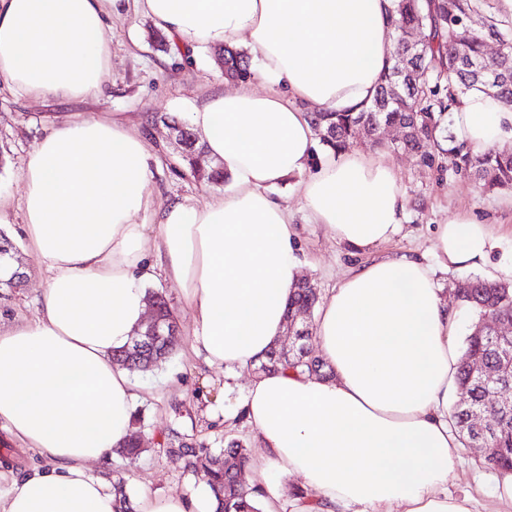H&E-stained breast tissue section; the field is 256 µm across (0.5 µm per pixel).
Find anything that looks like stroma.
Returning <instances> with one entry per match:
<instances>
[{"mask_svg":"<svg viewBox=\"0 0 512 512\" xmlns=\"http://www.w3.org/2000/svg\"><path fill=\"white\" fill-rule=\"evenodd\" d=\"M157 29L138 12L135 0H126L123 10L113 14L107 35L112 42V69L98 96L79 99L33 98L10 92L0 83V195L19 202L24 189L22 172L28 152L60 113L109 112L142 121L148 149L156 164L154 177L146 188L154 202L185 199L205 204L223 194L224 188L190 175L178 162V151L167 138L163 117L172 112L171 103L185 98L196 102L207 95L231 89L215 60L213 49L198 51L194 59L182 57L175 46L160 48ZM383 158L392 167L402 189L405 211L402 228L381 246L384 255L411 254L432 259L437 225L458 215H468L493 226L499 239L491 254L496 267L512 265V193L482 192L470 175L454 171L447 157L438 156L433 168L421 166L409 155L384 149ZM294 214V224L302 244L305 279L328 294L338 287L347 269L358 263L344 246L331 239L326 229L309 223L297 197L280 186ZM17 257L27 271L23 288H0V325L35 319L41 283L32 276V260L22 239H15ZM244 371L237 379L225 380L223 372L202 365L190 348L189 336H180L172 355L158 366L134 373L141 398L136 404L135 426L145 447L133 463L108 455L93 466L94 474L108 479L122 478L128 486H144L162 493H188L190 473L169 462L160 443L171 447H205L220 452L228 436L246 438L244 428L228 429L225 407L237 404L241 389L252 378ZM36 454L13 442L0 428V494H5L12 476L22 475L36 464ZM503 479L488 468L474 449L464 447L448 480V492L471 495L478 512H512V504L499 497Z\"/></svg>","mask_w":512,"mask_h":512,"instance_id":"1","label":"stroma"}]
</instances>
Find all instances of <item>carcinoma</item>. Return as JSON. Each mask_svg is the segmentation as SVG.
<instances>
[{
  "mask_svg": "<svg viewBox=\"0 0 512 512\" xmlns=\"http://www.w3.org/2000/svg\"><path fill=\"white\" fill-rule=\"evenodd\" d=\"M475 11V0H393L391 23L395 47L393 64L383 74L370 106L359 112L314 113L316 136L330 149L343 150L354 145L356 134H365L372 147L386 146V131L399 128L404 137L395 148L432 167L435 153L446 154L458 172L472 175L486 192L512 190V149L465 151L454 145L450 133V115L461 99L473 91L490 93L512 105V33L493 24L475 32L467 20ZM427 31L419 46L409 44L412 31ZM501 47L497 58L487 55V41ZM250 56L241 49L224 48V75L234 79L252 76ZM494 72L501 78L496 88L485 84V76L472 69L473 64ZM203 146L193 142L183 149L180 164L193 170ZM164 322H174L165 296L147 293ZM462 304L476 316V323L466 338L459 359L457 385L467 391L471 403L485 410L490 426L482 434L481 446L497 449L496 470L502 477L512 476V413L487 409L486 389L472 373L467 359L478 357L494 362L500 342L488 334L477 335L478 324L491 325L499 319L512 318V281H488L477 278L473 288L460 296ZM318 302L317 289L299 283L288 300L287 315L312 310ZM279 366L319 375L324 363L305 353L298 335L288 337V345L277 341L261 363L265 372ZM451 419L466 445H471V424L466 414L453 410ZM172 460L183 465L190 474L207 479L221 504L220 512H261L260 497L264 488L249 469L250 453L239 439H230L218 455L205 448H168Z\"/></svg>",
  "mask_w": 512,
  "mask_h": 512,
  "instance_id": "carcinoma-1",
  "label": "carcinoma"
}]
</instances>
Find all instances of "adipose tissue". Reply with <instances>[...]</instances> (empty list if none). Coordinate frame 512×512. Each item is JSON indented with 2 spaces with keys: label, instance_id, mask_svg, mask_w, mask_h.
I'll return each mask as SVG.
<instances>
[{
  "label": "adipose tissue",
  "instance_id": "1",
  "mask_svg": "<svg viewBox=\"0 0 512 512\" xmlns=\"http://www.w3.org/2000/svg\"><path fill=\"white\" fill-rule=\"evenodd\" d=\"M117 0H0V82L40 98L101 93L112 66L106 30ZM184 49H250L255 79L181 109L224 170L208 204L154 206L144 135L127 119L66 114L32 146L19 205L44 283L38 316L0 327V425L41 462L13 478L0 512H115L111 481L91 463L133 432L137 384L112 360L146 313V289L178 288L196 357L233 378L281 337L302 260L290 183L312 223L369 262L331 289L316 317L323 377L277 369L245 386L237 412L254 443L250 468L281 512L271 475L302 478L293 512H475L448 493L462 446L448 426L459 316L436 269L486 270L489 225H438L435 264L373 252L401 228L404 199L372 151H317L312 109L370 105L392 52V0H137ZM456 144H512V107L482 92L451 114ZM155 210L152 224L140 215ZM135 512H217L209 485L141 489Z\"/></svg>",
  "mask_w": 512,
  "mask_h": 512
}]
</instances>
